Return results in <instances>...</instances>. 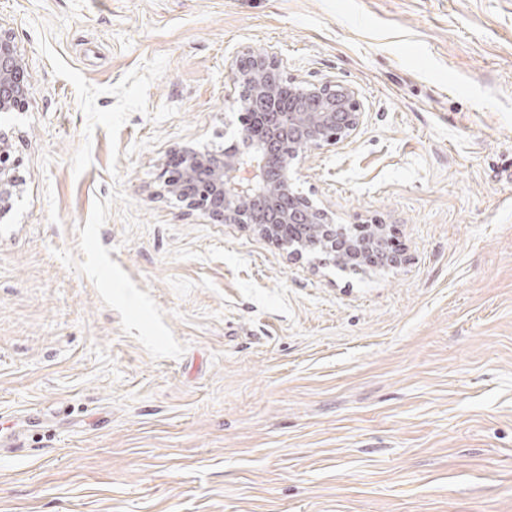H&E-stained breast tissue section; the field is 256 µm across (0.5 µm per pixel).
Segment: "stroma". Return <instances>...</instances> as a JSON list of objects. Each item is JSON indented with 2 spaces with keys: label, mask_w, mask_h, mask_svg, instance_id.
<instances>
[{
  "label": "stroma",
  "mask_w": 512,
  "mask_h": 512,
  "mask_svg": "<svg viewBox=\"0 0 512 512\" xmlns=\"http://www.w3.org/2000/svg\"><path fill=\"white\" fill-rule=\"evenodd\" d=\"M0 512H512V0H0ZM357 89L292 166L401 262L160 195L240 128L225 61ZM15 37L0 29V112L21 111L29 93ZM19 163L12 157L8 139L0 132V218L13 206L23 179L18 173Z\"/></svg>",
  "instance_id": "obj_1"
}]
</instances>
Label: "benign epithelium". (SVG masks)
<instances>
[{"instance_id":"benign-epithelium-1","label":"benign epithelium","mask_w":512,"mask_h":512,"mask_svg":"<svg viewBox=\"0 0 512 512\" xmlns=\"http://www.w3.org/2000/svg\"><path fill=\"white\" fill-rule=\"evenodd\" d=\"M252 60L241 69L242 57ZM235 84L245 89L238 99L241 129L238 142L227 148L201 151L185 144L175 149L163 168V191L191 210H200L224 224H246L261 236L288 243L290 255L301 258L307 247L285 241L303 224L335 227L333 214L311 200L285 203L291 196L288 167L317 151L356 136L363 112L355 88L339 81L310 83L302 90L312 98L302 111H283L271 88L284 78L283 60L243 50L228 62ZM29 87L25 63L9 32L0 31V112L23 108ZM8 139L0 132V218L13 206L23 179Z\"/></svg>"}]
</instances>
